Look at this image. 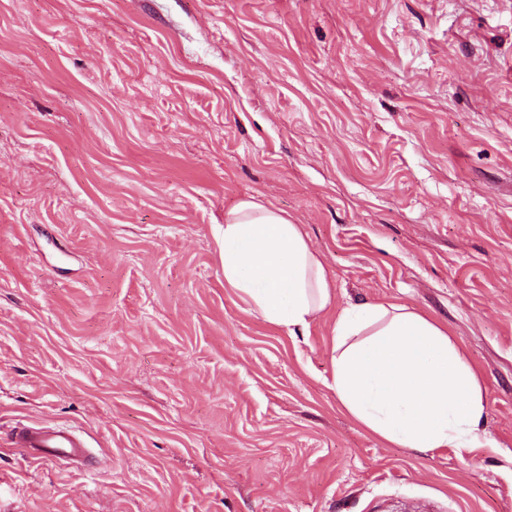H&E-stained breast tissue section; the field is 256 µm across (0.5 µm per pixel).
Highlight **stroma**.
Instances as JSON below:
<instances>
[{"instance_id": "obj_1", "label": "stroma", "mask_w": 512, "mask_h": 512, "mask_svg": "<svg viewBox=\"0 0 512 512\" xmlns=\"http://www.w3.org/2000/svg\"><path fill=\"white\" fill-rule=\"evenodd\" d=\"M248 198L333 281L307 329L224 286ZM367 302L447 326L489 446L349 417ZM0 512H512V0H0ZM14 444L32 448L43 458L83 463L91 455L86 441L72 429L50 425H22L14 430Z\"/></svg>"}]
</instances>
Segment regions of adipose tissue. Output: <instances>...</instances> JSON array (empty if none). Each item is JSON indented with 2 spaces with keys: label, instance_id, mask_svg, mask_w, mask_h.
Listing matches in <instances>:
<instances>
[{
  "label": "adipose tissue",
  "instance_id": "1",
  "mask_svg": "<svg viewBox=\"0 0 512 512\" xmlns=\"http://www.w3.org/2000/svg\"><path fill=\"white\" fill-rule=\"evenodd\" d=\"M224 285L275 327L307 328L332 300L301 227L254 199L224 216ZM332 387L348 413L403 448L488 446L479 379L447 327L407 307L345 308L333 328Z\"/></svg>",
  "mask_w": 512,
  "mask_h": 512
}]
</instances>
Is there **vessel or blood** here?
I'll list each match as a JSON object with an SVG mask.
<instances>
[{
    "label": "vessel or blood",
    "mask_w": 512,
    "mask_h": 512,
    "mask_svg": "<svg viewBox=\"0 0 512 512\" xmlns=\"http://www.w3.org/2000/svg\"><path fill=\"white\" fill-rule=\"evenodd\" d=\"M14 443L30 448L45 458L82 463L89 459L86 441L72 429L50 425H22L14 431Z\"/></svg>",
    "instance_id": "obj_1"
}]
</instances>
